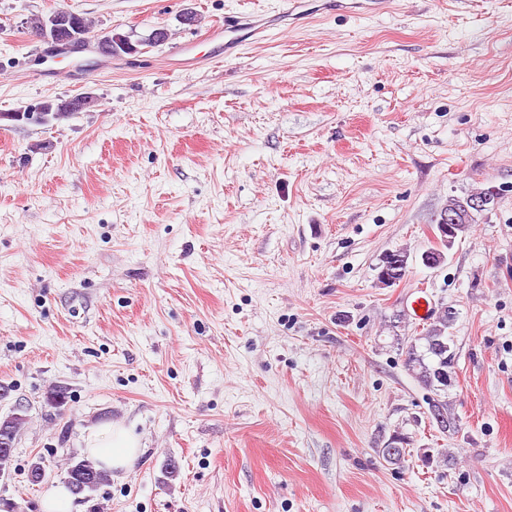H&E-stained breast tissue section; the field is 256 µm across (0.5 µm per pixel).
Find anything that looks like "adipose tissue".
<instances>
[{
  "label": "adipose tissue",
  "mask_w": 512,
  "mask_h": 512,
  "mask_svg": "<svg viewBox=\"0 0 512 512\" xmlns=\"http://www.w3.org/2000/svg\"><path fill=\"white\" fill-rule=\"evenodd\" d=\"M86 453L99 468L126 471L139 455L138 437L118 423H99L89 427L84 437Z\"/></svg>",
  "instance_id": "obj_1"
}]
</instances>
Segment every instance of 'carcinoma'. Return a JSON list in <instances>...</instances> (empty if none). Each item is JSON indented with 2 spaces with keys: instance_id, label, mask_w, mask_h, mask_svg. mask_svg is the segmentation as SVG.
<instances>
[{
  "instance_id": "1",
  "label": "carcinoma",
  "mask_w": 512,
  "mask_h": 512,
  "mask_svg": "<svg viewBox=\"0 0 512 512\" xmlns=\"http://www.w3.org/2000/svg\"><path fill=\"white\" fill-rule=\"evenodd\" d=\"M41 110L44 115L53 119H62L77 112V108L64 105L63 102L56 100H47L41 104ZM477 196L494 197L490 191L481 190L465 197L448 198L446 211L454 213L458 221L452 226L449 233V241L443 244V247L450 246V243L465 233L469 225L477 222V218L486 214V211L475 210L470 206V199ZM408 262L407 254L404 251H393L383 255L377 266V280L385 282L383 278L384 270L393 262V260ZM448 315H440L436 318L425 334L415 339L406 347L405 367L426 389L434 394L431 406L435 408L438 414L444 417V422L440 424L443 430H454L457 428L455 418L448 415V386L451 384L452 368L455 361V350L452 347V339L448 336ZM26 424L22 415L12 413L0 419V438H5L16 444V439ZM88 471L93 479V486L87 489L92 493L104 483L110 481V474L96 467L95 463L89 459L83 458L69 460L66 471V484L70 490H75L78 484V478L83 472Z\"/></svg>"
}]
</instances>
